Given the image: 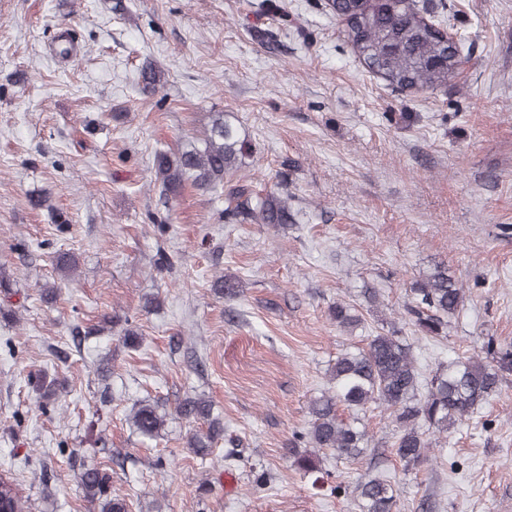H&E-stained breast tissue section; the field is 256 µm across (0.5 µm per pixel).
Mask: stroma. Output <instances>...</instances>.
I'll return each mask as SVG.
<instances>
[{"label": "stroma", "instance_id": "stroma-1", "mask_svg": "<svg viewBox=\"0 0 512 512\" xmlns=\"http://www.w3.org/2000/svg\"><path fill=\"white\" fill-rule=\"evenodd\" d=\"M277 2L290 25L264 0H124L123 16L108 0H0V276L28 297L0 316V470L14 469L25 512H97L79 483L90 464L132 512H359L355 488L371 476L399 488L400 512H512V375L415 469L394 455L381 407L362 418L374 457L326 462L339 492L312 490L285 455L330 365L367 336L396 332L426 374L490 340L512 348V0H426L471 62L404 90L365 66L326 0ZM258 20L276 51L253 34ZM64 31L70 62L52 43ZM148 62L166 77L154 93L137 80ZM215 112L249 135L243 175L287 195L294 224L224 223L220 192L160 202L154 153ZM40 189L69 233L29 208ZM163 211L162 236L147 215ZM161 247L173 270L157 269ZM58 251L77 257L73 278L55 272ZM438 263L465 298L436 343L406 307ZM222 275L239 298L214 292ZM46 282L58 287L49 305ZM339 303L359 326L337 327ZM115 315L138 349L98 332ZM34 374L61 383L44 413ZM190 396L224 424L204 459L186 446L197 423L174 412ZM147 397L170 412L156 439L126 420ZM256 465L277 476L259 493Z\"/></svg>", "mask_w": 512, "mask_h": 512}]
</instances>
